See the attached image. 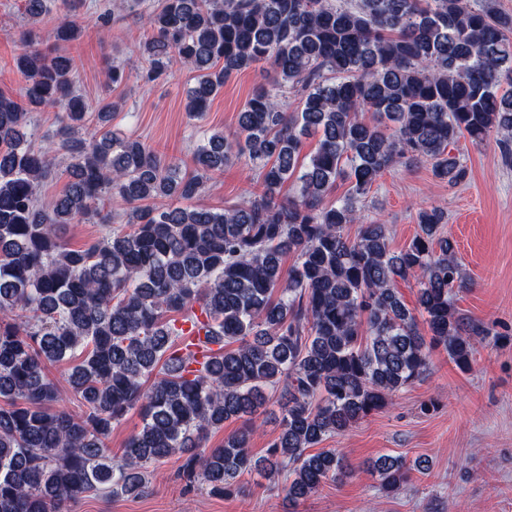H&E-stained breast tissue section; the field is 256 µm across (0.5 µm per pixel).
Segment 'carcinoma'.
<instances>
[{"instance_id":"1","label":"carcinoma","mask_w":512,"mask_h":512,"mask_svg":"<svg viewBox=\"0 0 512 512\" xmlns=\"http://www.w3.org/2000/svg\"><path fill=\"white\" fill-rule=\"evenodd\" d=\"M143 2L123 0L146 27L145 78L175 57L196 71L190 116L238 71L269 64L277 80L245 102L234 139L197 145L189 175L114 136L116 104L76 92L71 58L24 43L23 96L0 92V512H71L91 492L141 496L151 467L175 456L215 495L254 471L285 478L295 503L349 473L342 449L311 448L420 381L436 347L469 370L487 335L454 304L468 281L443 231L448 212L421 210L411 243L394 252L385 225L361 223L360 203L403 160L464 181L452 154L464 134L495 139L512 159L511 13L497 0H156L146 13ZM79 33L65 19L55 40ZM292 92L298 112L279 102ZM47 103L61 117L56 141L39 149L28 128ZM309 131L317 147L302 161ZM54 151L68 154L70 181L44 206ZM234 157L258 171L260 194L222 210L197 203ZM339 180L349 188L326 203ZM112 196L130 204L126 226L69 247L62 230L110 223ZM357 223L352 240L345 229ZM286 253L296 260L285 270ZM399 279L417 281L424 333ZM200 330L207 341L195 343ZM64 360L76 362L68 382L82 415L56 408L47 366ZM272 401L281 432L255 459L250 442ZM134 409L141 425L115 462L106 437ZM230 420L242 425L224 445L202 446ZM370 468L391 493L429 466L384 455Z\"/></svg>"}]
</instances>
